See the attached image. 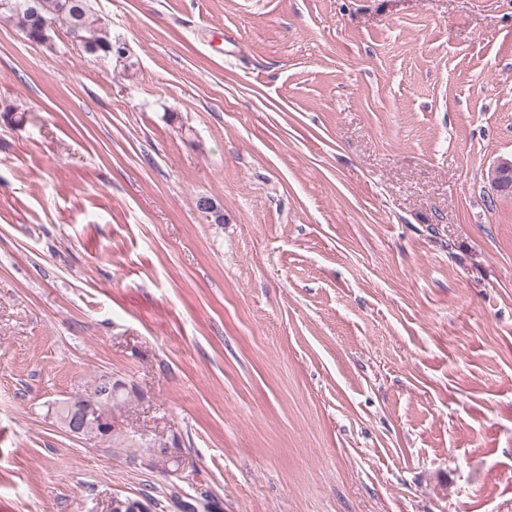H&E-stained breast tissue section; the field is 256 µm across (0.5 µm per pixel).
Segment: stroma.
<instances>
[{"label": "stroma", "instance_id": "obj_1", "mask_svg": "<svg viewBox=\"0 0 512 512\" xmlns=\"http://www.w3.org/2000/svg\"><path fill=\"white\" fill-rule=\"evenodd\" d=\"M0 25V512H512V0H94ZM222 208L223 223L198 211ZM93 0H0V23L16 26L27 40L52 49L55 29L63 27L68 34L77 32L81 51L92 57L111 58L114 53L112 34L95 15ZM9 7H3L4 4ZM39 22L48 25L51 44L40 39ZM29 33V35H28ZM106 387L102 392L93 387L89 391H92L90 395L75 398L77 392L71 394L64 400H60L55 403L54 409L56 410L59 417V425L62 429L70 436L81 438L85 441L96 442V438L90 432L92 425L102 424V430L112 436L124 437V427L121 423V419L117 413H114L112 417V409L116 408L117 411L122 414L123 408H125V401L127 397L124 395L119 396V400L112 398V407L108 406L104 408V412L109 414V419L103 420L102 417L98 416V412L95 409L94 400L102 397L99 400L101 404H108V398L106 395H112L114 390H121L126 385L119 381L114 380L112 377L107 378ZM104 396V397H103ZM138 449L147 448L148 455L144 456L143 460L146 463L147 461H151L154 464V468L156 471L161 473L166 478H182V474L184 472V464L181 463L180 456L178 455V448H169V444L157 440L149 441L146 443L138 444L136 446ZM159 448H164L163 461L159 455ZM171 462L177 463L176 469H170L169 464ZM152 503L148 498H132L116 494L112 497L109 512H151Z\"/></svg>", "mask_w": 512, "mask_h": 512}]
</instances>
